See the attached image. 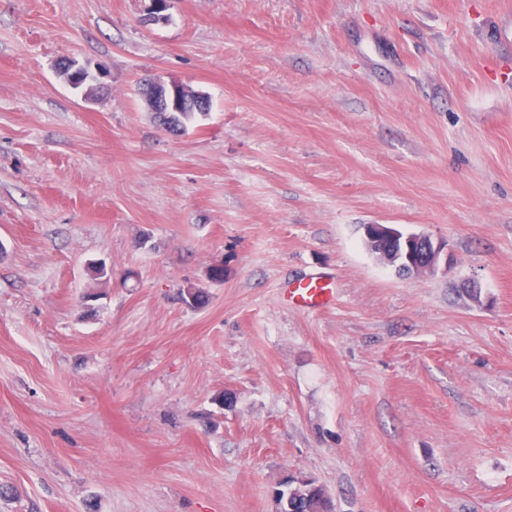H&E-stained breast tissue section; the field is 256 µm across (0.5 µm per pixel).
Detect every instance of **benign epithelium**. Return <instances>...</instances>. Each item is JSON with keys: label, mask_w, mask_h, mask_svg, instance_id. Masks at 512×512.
<instances>
[{"label": "benign epithelium", "mask_w": 512, "mask_h": 512, "mask_svg": "<svg viewBox=\"0 0 512 512\" xmlns=\"http://www.w3.org/2000/svg\"><path fill=\"white\" fill-rule=\"evenodd\" d=\"M60 71L70 85L79 88L97 80V76L85 67H79L72 60L59 63ZM142 95L151 111L161 116L169 129H174L172 117L178 112H208L210 99L202 92L187 91L178 84L166 85L162 82H148L143 85ZM367 239L379 245L378 257L392 265L395 258L388 252L385 244L400 240L404 250V258L414 274H433L439 269L446 244L436 241L427 234H410L401 236L396 229L384 224L366 226Z\"/></svg>", "instance_id": "7a95c632"}]
</instances>
